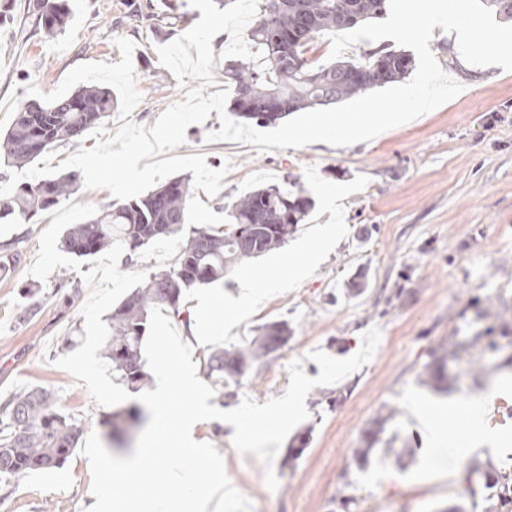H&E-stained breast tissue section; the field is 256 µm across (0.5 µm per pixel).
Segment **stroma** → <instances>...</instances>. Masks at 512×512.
<instances>
[{"instance_id": "stroma-1", "label": "stroma", "mask_w": 512, "mask_h": 512, "mask_svg": "<svg viewBox=\"0 0 512 512\" xmlns=\"http://www.w3.org/2000/svg\"><path fill=\"white\" fill-rule=\"evenodd\" d=\"M29 0H11L0 24V133L13 124L28 101L49 103L83 86L112 89L117 107L101 124L108 132L127 121L153 126L172 104L184 100L179 85L159 61L158 46L168 44L201 17L185 7L177 27H159L166 0H70L71 20L55 39H45L28 14ZM430 49L441 69L463 87L453 100L367 142L332 146L323 142L301 148L259 151L234 142H208L219 130L217 114L190 125L179 156L203 155L209 167H228L220 193L208 199L215 213L258 186L300 179L315 208L297 238L314 234L323 224L341 225L333 252L292 287L267 292L263 302L238 320L221 342L194 340L185 315L171 322L193 349L198 377H205L210 352L244 345L264 323L284 320L292 329L288 342L256 362L233 396L213 398L223 410L244 397L257 403L282 396L288 367L301 361L304 372L318 376L307 355L320 349L346 358L361 347L362 335L378 328L381 341L373 357L342 381L314 388L306 398L308 418L293 436L309 443L295 464L284 465L285 450L272 460L277 490H269L264 465L253 454L233 455V428L206 421L197 436L224 457L251 512H440L477 491L487 507L484 472L512 475V336L497 337L498 352L476 347L450 362L460 387L442 395L419 383L431 352L449 336L485 335L484 307L494 304L512 316V72L498 66L466 63L442 28H434ZM52 221L43 212L0 220V251L17 256L0 274V399L42 387L54 392L61 410L86 432L103 434L111 414L96 404L83 381L56 366L58 357L75 351L84 334L82 305L88 287L80 271L57 268L45 283L27 270L34 262L41 233ZM184 240L167 238L142 248L120 271L152 274L173 261ZM360 294L349 295L350 282ZM41 285L44 300L28 320L17 317L23 288ZM501 394L484 409L486 424L506 440L510 454H467L459 472L433 469L426 441L413 415L414 401L435 409L481 397L492 384ZM392 413L374 452L357 465L354 452L364 432L382 414ZM409 441L413 459L399 466L386 443ZM483 474L469 475L473 463ZM91 487L88 459L74 451L58 468L27 474L0 488V512H85ZM351 497L341 510L342 497Z\"/></svg>"}]
</instances>
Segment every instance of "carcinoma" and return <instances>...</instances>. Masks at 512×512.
<instances>
[{"label": "carcinoma", "mask_w": 512, "mask_h": 512, "mask_svg": "<svg viewBox=\"0 0 512 512\" xmlns=\"http://www.w3.org/2000/svg\"><path fill=\"white\" fill-rule=\"evenodd\" d=\"M387 0H257L247 40L257 62L237 58L224 66V83L234 90L233 113L259 124H275L293 112L328 106L361 96L406 78L414 59L404 50L379 48L359 58L316 64L309 51L317 38L350 29L378 17ZM37 26L55 38L71 18L69 0H34ZM116 99L105 88H82L49 104L27 102L19 108L7 133L0 134V161L21 165L62 142L78 141L109 112ZM74 174L24 185L0 196V220L14 214L32 217L70 196ZM194 194L190 180L172 179L146 196L126 204L102 205L83 224L71 225L63 248L89 257L121 241L128 257L144 246L181 232L187 240L166 269L151 274L134 288L108 316L110 335L104 356L112 377L137 392L147 378L141 347L153 308L168 306L180 313L185 293L224 278L233 265L274 250L288 241L314 209L315 201L299 180L283 186L257 187L228 207V223L220 226L187 225L186 210ZM291 334L285 320L265 323L246 345L216 350L206 361L208 377L221 389L239 383L259 360L281 348ZM481 336H451L441 355L425 365L421 385L448 390L452 381L448 360L479 345ZM388 414L364 435L367 447L355 450L369 456L380 442ZM141 420L136 406L113 414L112 434L120 439ZM84 433L82 422L62 413L55 396L32 388L0 402V486L21 476L60 467L77 448Z\"/></svg>", "instance_id": "obj_1"}]
</instances>
